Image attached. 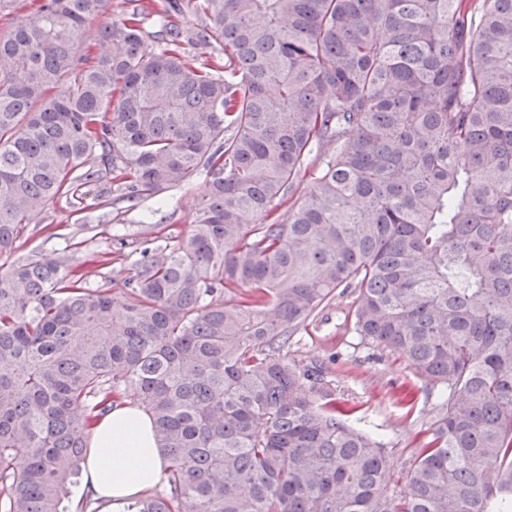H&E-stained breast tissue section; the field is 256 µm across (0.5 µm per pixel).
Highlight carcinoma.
Returning a JSON list of instances; mask_svg holds the SVG:
<instances>
[{"label":"carcinoma","instance_id":"1","mask_svg":"<svg viewBox=\"0 0 512 512\" xmlns=\"http://www.w3.org/2000/svg\"><path fill=\"white\" fill-rule=\"evenodd\" d=\"M127 3L94 57L109 0H33L0 34V253L91 184L207 182L116 292L68 255L0 265L3 512H65L125 401L169 466L124 512H512V0ZM345 294L437 390L402 482L328 368L284 354ZM125 1L126 0H112L111 7L105 14L86 25L78 43L80 55H94L101 51L102 46H100L97 41V31L102 25L111 21L120 20L125 16V12L128 9L127 6H129L125 4Z\"/></svg>","mask_w":512,"mask_h":512}]
</instances>
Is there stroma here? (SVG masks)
<instances>
[{
	"label": "stroma",
	"mask_w": 512,
	"mask_h": 512,
	"mask_svg": "<svg viewBox=\"0 0 512 512\" xmlns=\"http://www.w3.org/2000/svg\"><path fill=\"white\" fill-rule=\"evenodd\" d=\"M202 177L168 189L159 198L128 206L118 201L103 208L95 201L101 185L87 187L82 201L60 198L35 212L25 225L14 251L0 254V265L20 255H71L83 266L90 286L122 288L127 264L112 266L109 281L97 275L99 260L116 252L121 242L162 246L171 238L187 236L196 219V205L204 191ZM346 299L339 298L307 328L293 336L289 358L323 362L338 393L353 409L351 419L385 442L394 467L405 472L411 465L422 432L434 414L435 397L398 356L382 352L352 331ZM418 392L415 404H404L403 386Z\"/></svg>",
	"instance_id": "obj_1"
}]
</instances>
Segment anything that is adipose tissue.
Segmentation results:
<instances>
[{
	"instance_id": "obj_1",
	"label": "adipose tissue",
	"mask_w": 512,
	"mask_h": 512,
	"mask_svg": "<svg viewBox=\"0 0 512 512\" xmlns=\"http://www.w3.org/2000/svg\"><path fill=\"white\" fill-rule=\"evenodd\" d=\"M166 467L149 414L118 405L92 427L83 491L120 512L126 499L160 485Z\"/></svg>"
}]
</instances>
